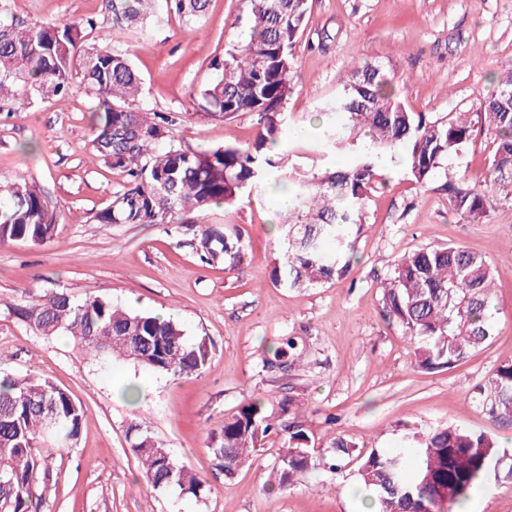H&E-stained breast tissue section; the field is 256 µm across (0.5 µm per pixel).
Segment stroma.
<instances>
[{
    "label": "stroma",
    "mask_w": 512,
    "mask_h": 512,
    "mask_svg": "<svg viewBox=\"0 0 512 512\" xmlns=\"http://www.w3.org/2000/svg\"><path fill=\"white\" fill-rule=\"evenodd\" d=\"M8 9L35 26L96 18L88 42L111 35L112 50L129 57L143 79V107L170 113V135L182 144L252 140L253 117L212 121L196 105L212 78L210 61L248 37L244 0H209L195 23L172 16L132 33L113 29L106 0H26L22 9L8 0ZM295 55L284 138L293 125L310 126L311 113L335 97L353 67L367 63L387 72L409 111L464 112L477 126L480 102L512 61V0H309ZM95 105L78 87L0 112V182L36 183L56 224L42 244H0V372L49 379L83 409L75 448L37 450L54 470L52 483L35 488L48 512H364L367 501L349 465L319 468L278 488L271 472L288 445L284 433L268 436L234 476L217 469L213 434L225 414L256 399L273 419L281 401L303 404L312 442L323 452L339 435L363 452L410 448L448 425L486 433L512 451V425L488 420L475 393L512 358L511 207L460 216L435 186L412 185L403 159L385 161L390 183L370 197L350 274L291 288L271 278L284 255L276 184L232 207L213 206L190 224L93 222L124 182L91 145ZM310 128L292 147L297 166L349 164L347 152L328 159L313 152L322 135ZM493 147L478 133L447 164L459 177L480 178ZM227 224L244 235L239 269L204 263L197 250L201 226ZM450 243L483 255L496 270L494 337L454 369L417 371L402 327L381 313L379 283L401 253ZM50 288L172 319L189 340L206 341L210 359L201 373L181 377L90 359L70 337L39 335L15 315L24 297ZM141 421L202 479L201 497L148 485L127 438L131 423ZM469 497L477 512H512V481L477 483Z\"/></svg>",
    "instance_id": "obj_1"
}]
</instances>
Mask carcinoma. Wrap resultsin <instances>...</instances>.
I'll use <instances>...</instances> for the list:
<instances>
[{"label":"carcinoma","instance_id":"1","mask_svg":"<svg viewBox=\"0 0 512 512\" xmlns=\"http://www.w3.org/2000/svg\"><path fill=\"white\" fill-rule=\"evenodd\" d=\"M207 0H110L112 28L130 30L174 13L185 22L198 20ZM249 38L214 58V79L198 93L203 115L217 121L249 114L256 133L245 146L191 148L169 138L172 119L137 105L142 78L129 58L108 47L85 42L84 30L95 20L29 26L0 3V105L33 97L64 96L79 84L98 99L93 112L92 145L124 185L97 211L98 224H181L213 204H234L243 192L257 191L271 175L290 189L291 206L279 215L288 228V253L271 278L291 288H313L347 277L356 260V238L365 223L371 195L387 186L379 166L384 154H405L411 181L438 183L456 210L468 216L484 203L512 207V66L494 95L479 104L494 152L484 176L471 184L448 177V154L473 140L464 113L433 116L409 112L392 83L377 66L352 70L336 99L322 114L336 112L342 121L320 144L321 152L350 150L348 168L324 167L305 172L290 162L282 140L288 121L285 107L294 88L295 46L308 0H246ZM55 231L47 197L26 180L0 184V243L39 244ZM201 259L237 268L243 242L237 228L209 227L200 238ZM495 270L485 257L449 244L421 247L403 254L380 281L384 315L409 337L411 364L417 371L452 369L485 347L493 336ZM15 313L42 336L64 334L97 358L119 359L145 369L183 376L201 370L209 360L206 341H188L176 322L160 315L133 313L105 299H74L48 289L15 308ZM142 336L148 344L127 348L124 338ZM480 402L495 422L512 425V359L502 361L480 387ZM288 420L275 424L264 403L255 400L224 418L210 451L226 476L234 475L273 432L288 434L274 468L280 487L291 485L323 461L311 445L304 416L291 400ZM82 407L52 381L29 375L0 377V509L39 512L33 485L53 480L51 463L34 448L50 441L77 445ZM129 448L155 490L177 488L199 496L202 481L172 457L144 422L129 428ZM417 466L409 470L402 453L376 449L358 455L356 476L371 492L374 512H438L448 493L446 512L468 498L469 490L489 473L509 477L512 455L490 436L454 426L428 434L415 449Z\"/></svg>","mask_w":512,"mask_h":512}]
</instances>
